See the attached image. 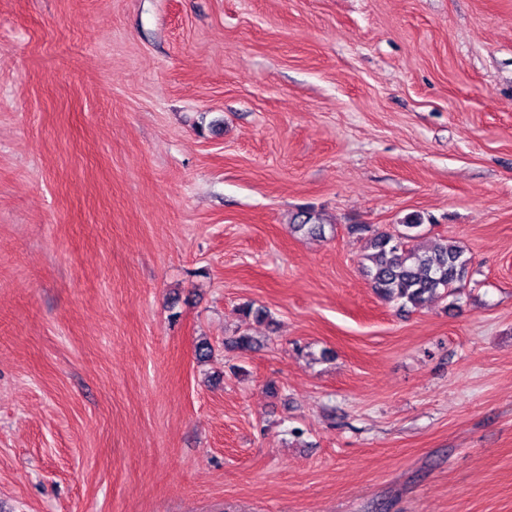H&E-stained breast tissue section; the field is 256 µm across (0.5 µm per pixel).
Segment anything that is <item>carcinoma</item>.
<instances>
[{
  "mask_svg": "<svg viewBox=\"0 0 512 512\" xmlns=\"http://www.w3.org/2000/svg\"><path fill=\"white\" fill-rule=\"evenodd\" d=\"M303 220L296 229L308 234L322 232L319 218L311 212L301 213ZM423 225L420 215L412 214L391 230H376L360 225L368 234L370 253L364 274L371 288L387 301L419 307L439 297H448L462 288L468 273L470 258L459 241L438 238L428 251L411 246Z\"/></svg>",
  "mask_w": 512,
  "mask_h": 512,
  "instance_id": "1",
  "label": "carcinoma"
}]
</instances>
